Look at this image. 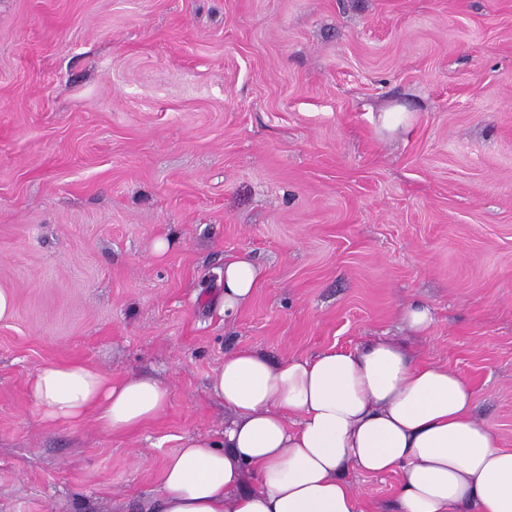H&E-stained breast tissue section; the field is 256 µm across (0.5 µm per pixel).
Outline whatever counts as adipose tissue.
<instances>
[{"label":"adipose tissue","instance_id":"adipose-tissue-1","mask_svg":"<svg viewBox=\"0 0 512 512\" xmlns=\"http://www.w3.org/2000/svg\"><path fill=\"white\" fill-rule=\"evenodd\" d=\"M259 284L250 260L225 263L222 310L234 313ZM211 390L232 415L224 440L183 439L152 512H364L351 466L402 473L394 512H512V450L474 414L469 382L395 343L277 363L239 348ZM30 392L46 422L92 416L114 433L169 400L159 379L115 382L83 363L38 367Z\"/></svg>","mask_w":512,"mask_h":512}]
</instances>
